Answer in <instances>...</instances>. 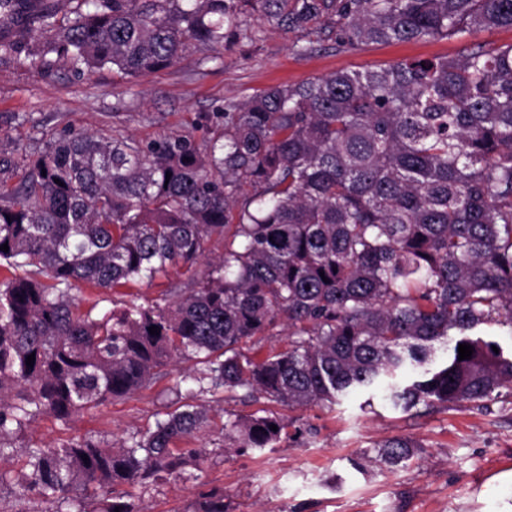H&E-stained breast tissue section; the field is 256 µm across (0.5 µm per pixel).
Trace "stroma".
<instances>
[{"label":"stroma","mask_w":512,"mask_h":512,"mask_svg":"<svg viewBox=\"0 0 512 512\" xmlns=\"http://www.w3.org/2000/svg\"><path fill=\"white\" fill-rule=\"evenodd\" d=\"M248 36L200 46L171 65L134 78L101 69L77 77L0 59V181L18 182L64 131L82 129L152 142L191 136L206 147L226 102L244 103L281 84H301L342 70H378L399 62L454 57L465 44H512V27L479 31L468 40L372 43L350 47L315 28L284 29L246 16ZM177 273L115 291L86 289L97 313L158 300L182 288ZM188 361L170 365L148 388L112 398L69 423L43 416L19 445L91 438L123 443L154 427L184 403L174 389ZM210 405L211 423L190 440L206 454L178 476L145 491L132 487L139 512H186L202 493L224 494V512H512V398L485 408L438 407L426 413L393 407L379 394L356 393L339 405L288 409L242 392ZM287 424L275 448L237 452L224 423L260 410ZM392 437L416 443L406 465L376 461Z\"/></svg>","instance_id":"1"}]
</instances>
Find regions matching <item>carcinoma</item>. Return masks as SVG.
Here are the masks:
<instances>
[{"instance_id":"carcinoma-1","label":"carcinoma","mask_w":512,"mask_h":512,"mask_svg":"<svg viewBox=\"0 0 512 512\" xmlns=\"http://www.w3.org/2000/svg\"><path fill=\"white\" fill-rule=\"evenodd\" d=\"M65 3L61 15L45 0H0V58L139 75L240 37L246 14L317 24L350 45L512 26V0ZM5 243L0 462L24 464L0 467V489L39 512H139L115 486L154 484L199 455L176 447L208 425L195 401L129 445L16 446L39 416L67 424L147 387L176 358L195 360L182 381L214 398L240 389L329 407L381 389L405 411L479 407L512 394V352H494L490 334H512V44L272 87L224 105L203 152L188 136L69 130L16 187L0 183ZM215 245L224 252L211 262ZM172 269L191 287L98 319L81 308L85 287ZM284 322L287 347L243 351ZM461 344L471 358L458 360ZM285 428L272 414L224 423L252 451ZM413 448L394 438L377 457L397 466ZM192 512H224V494L202 495Z\"/></svg>"}]
</instances>
